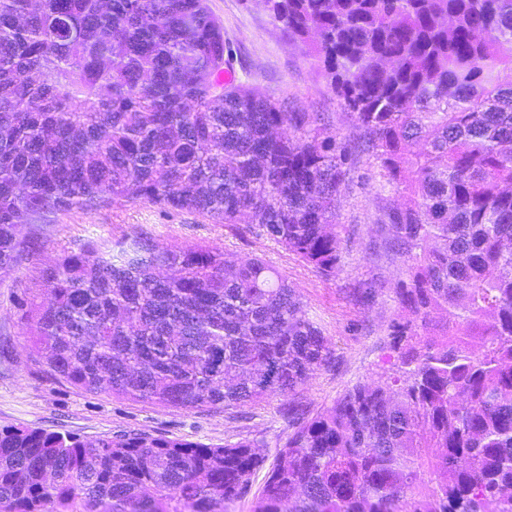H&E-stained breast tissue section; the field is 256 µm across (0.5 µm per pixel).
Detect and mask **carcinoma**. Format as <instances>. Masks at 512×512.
Masks as SVG:
<instances>
[{"label": "carcinoma", "instance_id": "cac0c4a2", "mask_svg": "<svg viewBox=\"0 0 512 512\" xmlns=\"http://www.w3.org/2000/svg\"><path fill=\"white\" fill-rule=\"evenodd\" d=\"M364 131L407 259L388 367L289 432L250 512H512V0H266ZM207 0H0V280L50 213L143 202L336 272L351 145L224 82ZM21 305L51 372L182 410L288 396L332 352L259 257L87 240ZM259 444L0 427V512H237Z\"/></svg>", "mask_w": 512, "mask_h": 512}]
</instances>
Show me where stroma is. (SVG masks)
<instances>
[{"instance_id":"1","label":"stroma","mask_w":512,"mask_h":512,"mask_svg":"<svg viewBox=\"0 0 512 512\" xmlns=\"http://www.w3.org/2000/svg\"><path fill=\"white\" fill-rule=\"evenodd\" d=\"M207 4L224 28L230 67L240 83L288 100L297 110L321 113L330 132L359 139L361 131L352 114L340 104L307 48L284 39L281 23L263 0ZM351 175L352 182L338 198L342 243L338 269L331 277L265 238L208 223L188 212L163 216L153 206L136 202L51 214L27 258L11 278L0 282V427L21 424L87 438L140 430L214 445L250 439L261 444L267 460H274L277 444L288 432L284 412L289 405L314 412L330 405L347 387L376 379L388 325L399 313L395 288L405 277V264L387 250L381 229L394 197L366 155L354 156ZM133 231L162 245L209 243L238 259L263 257L301 295L329 340L333 366L316 371L292 396L210 412L118 400L52 375L25 333L17 297L37 293L40 267L63 251L87 239L112 241Z\"/></svg>"}]
</instances>
